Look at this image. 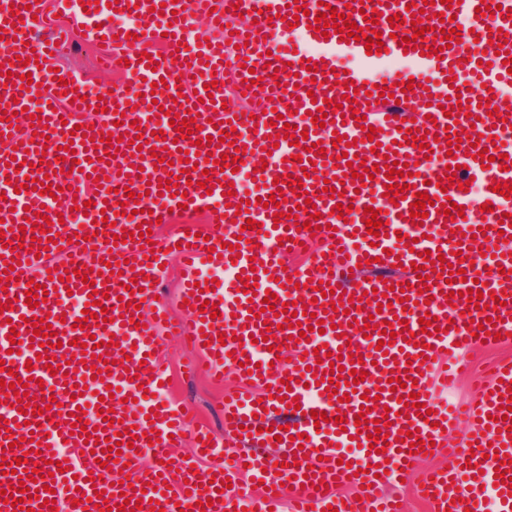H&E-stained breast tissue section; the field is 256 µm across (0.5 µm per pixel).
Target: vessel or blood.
I'll list each match as a JSON object with an SVG mask.
<instances>
[{
    "instance_id": "obj_1",
    "label": "vessel or blood",
    "mask_w": 512,
    "mask_h": 512,
    "mask_svg": "<svg viewBox=\"0 0 512 512\" xmlns=\"http://www.w3.org/2000/svg\"><path fill=\"white\" fill-rule=\"evenodd\" d=\"M64 0H0V230L10 247L0 251V270L9 282L0 291V398L13 400L9 384L14 378L29 383L26 404L38 398H56L47 413L24 417L9 410L0 421V458L14 459L28 452V469L36 472V493L22 502L27 512H137L158 504L165 512H269L278 507L284 487H291L294 512H400L396 500L380 492L381 479L372 466L388 463L391 476L416 470L422 459L442 453L446 433L467 423L470 433L455 453L452 471L427 472L420 490L433 512H482L487 493L498 499L499 512H512V416L502 409L512 403V359L495 362L485 385L466 401L462 410L451 409L435 392L447 385L459 367V358L476 342L494 343L495 333L512 329V249L505 240L512 227H501L503 197L497 184H512V96L502 89L512 85L506 60L512 59V0H457L453 6L424 4L423 0H328L337 12L350 15L364 32H381V53L367 54L364 41L322 35L312 28L319 0H178L176 7L163 0H85L74 9L87 39L102 41L101 68L122 69L135 84L131 104L114 107L95 78L76 77L60 60L74 39L73 29L59 25L54 8ZM493 6L491 17L479 14L480 5ZM425 12V29L415 49H407L406 22ZM402 22L390 25L391 16ZM455 16L464 28L459 41L443 47L433 30L443 29V17ZM134 17V26L122 24ZM205 19L207 36L190 38L198 19ZM303 37L305 47L286 49L290 31ZM160 45L152 58L142 56L143 44ZM350 56L358 68L339 69V58ZM404 57L410 71L376 79L375 73L392 58ZM317 63L309 71L308 63ZM233 74L237 93L263 94L256 117L226 106L223 80ZM31 85H23L22 75ZM165 82L168 94L151 99L152 86ZM353 82L354 100H344L345 82ZM45 94H38V87ZM288 94H281V87ZM192 88L185 97L183 88ZM397 95L401 109L372 112L369 90ZM39 106H32L33 95ZM322 102L328 121L314 126L300 114ZM180 117L195 118L198 128L180 138L168 121H149L152 103ZM493 104L487 115L485 104ZM31 107L35 122L20 126L17 117ZM104 110V123L88 135L75 132L80 114L88 108ZM416 112L415 125L429 133L428 148H420L400 127L402 118ZM308 134L317 151L290 145L282 133L285 124ZM454 126L462 142L449 149L447 126ZM375 135H367V127ZM119 131L120 140L103 143L102 133ZM227 142H220V135ZM243 149V165L260 186V203H248L245 193L231 197L223 187L239 182V174L224 165H209V155H234ZM493 162L480 157V149ZM364 158L375 168L374 179L350 177L347 159ZM20 167H11V160ZM407 165L411 188L404 200L392 204L385 196L387 173L394 163ZM47 175L59 188L58 196L22 188L23 178ZM178 186L167 190L166 180ZM340 178L335 193L324 192L325 180ZM474 180L485 191L480 201L459 190V183ZM428 194L432 205L427 218L410 217L416 193ZM284 203H270L273 195ZM454 202L464 207L461 216L438 214L439 205ZM186 204L188 211L210 209L211 227L200 238L198 225H181L173 235L155 233L158 222H170V208ZM487 211H480V204ZM351 206L346 219H338L336 205ZM379 212L378 235L367 232L365 207ZM319 212L318 233L304 229L312 212ZM257 221L256 229L245 227ZM51 221L55 243H47L43 221ZM151 230V237H136V229ZM124 236L113 244V235ZM35 238L34 247L21 246L22 238ZM321 238L320 252L299 270L286 269L290 252ZM178 247L184 263L181 295L188 303L185 321L171 320L156 305L161 266L169 247ZM486 255L490 268L477 266ZM437 257L426 265V256ZM78 274L63 283L66 264ZM465 270L461 280H450L451 264ZM426 278H419L418 267ZM222 273L219 286L208 283ZM256 277L245 289L241 281ZM483 284V309L468 303L462 293L469 280ZM47 291V300L29 307L28 281ZM101 292L93 304L92 292ZM275 293L272 310L263 299ZM504 295V303L493 300ZM80 300L79 310L66 309L67 296ZM368 303L357 306L358 297ZM347 298V312L332 311L333 302ZM215 303L216 318H203L204 302ZM303 305L306 314L293 320L285 313L289 302ZM107 313V321L86 322L77 328L80 310ZM436 316L437 331H421L420 317ZM373 315L389 321L394 338L382 344L380 330L362 333L354 322ZM47 318L52 335L45 346L31 345V318ZM482 331L471 333V322ZM326 324L318 332V324ZM276 330L267 338V327ZM308 339H299L301 327ZM17 332L19 352L8 339ZM178 335L194 355L189 373L223 380L225 369L240 379H251L224 405V435L209 437L198 430L195 451L188 458L166 463V449L181 444L185 415L181 406L160 398V371L156 350L163 335ZM97 347H90V340ZM293 351L292 362L277 360L276 348ZM327 348L326 357L315 351ZM341 352L340 368H332L330 355ZM104 358L103 379L82 368L79 354ZM363 360L364 381L347 387L346 368L351 357ZM60 366L50 374V366ZM412 378L413 388H392L393 378ZM343 379L336 396L324 383ZM98 391L99 406L87 404V390ZM416 393L429 410L419 418L403 398ZM299 407L290 412V427L274 436L270 410L285 409L289 400ZM84 408L89 428L74 430L77 408ZM325 412L327 419L313 416ZM388 418L391 441L386 452L370 449L366 434L355 419ZM253 427L252 442L278 445L287 463L278 479L269 481L263 497L240 495L227 481L246 471L262 478L258 457L238 455L232 466L202 468L204 460L220 456L225 439L239 438L242 427ZM306 434L304 444L294 437ZM119 437L125 447L117 459L99 466L96 453ZM424 442L423 451L410 450L411 442ZM356 449L348 464L337 462L336 448ZM497 458H488L489 450ZM155 461L149 471L132 465L146 453ZM64 465L53 472L52 462ZM129 475L126 484L114 482L116 472ZM353 479L362 486L361 500L344 501L327 488ZM53 492H46V485Z\"/></svg>"
}]
</instances>
